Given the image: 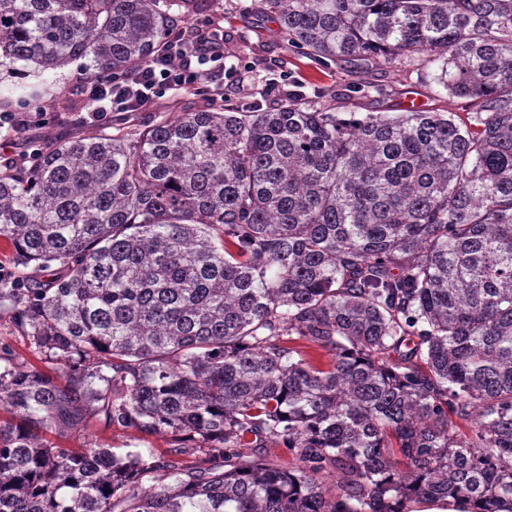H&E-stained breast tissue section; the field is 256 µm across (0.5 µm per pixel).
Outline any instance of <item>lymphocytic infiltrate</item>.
<instances>
[{"instance_id": "1", "label": "lymphocytic infiltrate", "mask_w": 512, "mask_h": 512, "mask_svg": "<svg viewBox=\"0 0 512 512\" xmlns=\"http://www.w3.org/2000/svg\"><path fill=\"white\" fill-rule=\"evenodd\" d=\"M169 88L210 92L212 99L224 94V35L218 31L196 32L193 42H168L150 62L124 78L81 76L71 93L80 98L84 113L77 124L101 121L112 115L137 112L151 103L155 93ZM51 108L36 106L21 112L0 111V130L14 138L31 140L35 130L55 122Z\"/></svg>"}]
</instances>
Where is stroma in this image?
Returning <instances> with one entry per match:
<instances>
[{
    "label": "stroma",
    "instance_id": "obj_1",
    "mask_svg": "<svg viewBox=\"0 0 512 512\" xmlns=\"http://www.w3.org/2000/svg\"><path fill=\"white\" fill-rule=\"evenodd\" d=\"M190 22L206 31L223 30L224 66L232 71L231 77L224 80V96L234 101L259 96L264 106L279 105V98L269 92V85L275 80L283 85L301 83L307 94L325 97L344 109L354 105L362 112H374L389 103L399 104L407 97L417 98L424 106L453 112H463L468 108L466 100H449L446 91L431 77L404 68L395 71L364 70L363 80L374 85L375 90L357 102H350L345 97L348 82L345 67L335 64L321 66L289 48L279 34L277 22L252 10L251 0H214L210 12L193 16ZM81 71L82 67L77 62L37 76L29 75L23 67L15 71L9 66H0V101L7 100L15 106L45 102L56 112V123L39 131L35 141L37 148L46 150L61 139L81 136L96 128L107 129L108 124L104 121L82 126L71 121L81 103L70 95L69 88ZM207 103L206 94L194 90H170L139 111L137 117L141 124L149 125L158 118L160 110L185 112ZM91 439L110 445L120 456L135 450L159 452L172 444L169 435L142 434L119 426L108 428L95 417L87 419L84 429L67 434L63 444L78 448Z\"/></svg>",
    "mask_w": 512,
    "mask_h": 512
}]
</instances>
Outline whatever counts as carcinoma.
<instances>
[{"label":"carcinoma","mask_w":512,"mask_h":512,"mask_svg":"<svg viewBox=\"0 0 512 512\" xmlns=\"http://www.w3.org/2000/svg\"><path fill=\"white\" fill-rule=\"evenodd\" d=\"M255 9L318 63L434 65L471 109L223 100L0 164V323L29 353L0 345V512L512 505V0ZM173 22L167 0H0V59L120 77ZM91 414L173 447L46 439ZM404 512H474V503L465 497L415 498L404 503Z\"/></svg>","instance_id":"obj_1"}]
</instances>
